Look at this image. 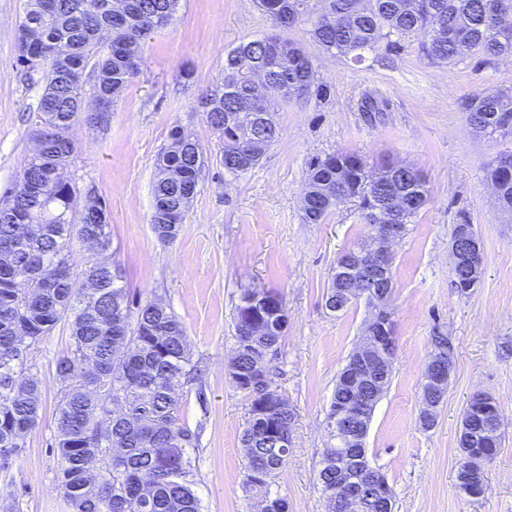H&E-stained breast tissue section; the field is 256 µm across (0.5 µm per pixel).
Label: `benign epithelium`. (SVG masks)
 I'll return each instance as SVG.
<instances>
[{
	"mask_svg": "<svg viewBox=\"0 0 512 512\" xmlns=\"http://www.w3.org/2000/svg\"><path fill=\"white\" fill-rule=\"evenodd\" d=\"M38 26L33 16H24L18 26V56L27 67L42 65L50 50H33L27 36ZM87 122L103 127L110 122L109 104L98 97L80 104ZM404 207L403 201L393 196L383 210L385 223L363 247L345 255L336 274L342 287L336 289V298L327 307L335 312L350 301L363 297L369 313L348 365L347 388L350 398L336 409L330 428L343 437L345 447L336 449V495L329 501L333 512H359L366 500L391 509L392 490L380 471L368 461L365 447L369 426L379 398L387 389L392 362L397 351L394 324L390 307L391 285L389 269L395 245L403 238L404 225L395 222L396 213ZM452 274L462 273L460 283L471 288L480 281L484 262L478 259L481 246L474 225L460 224L450 243ZM455 365L454 347L449 337L436 336L432 341L422 381V408L420 424L436 421L437 412L445 399ZM268 357H263V372L252 375L246 388L256 395L270 396L272 389L263 388L267 379ZM468 413L480 418V428L470 423L460 427L468 448L464 449V467L457 473L460 491L470 498H480L487 487L486 464L496 457L502 438V420L494 398L478 392L468 402ZM277 448L291 446L288 420L282 418L266 432Z\"/></svg>",
	"mask_w": 512,
	"mask_h": 512,
	"instance_id": "7a95c632",
	"label": "benign epithelium"
}]
</instances>
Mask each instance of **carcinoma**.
<instances>
[{
  "label": "carcinoma",
  "instance_id": "carcinoma-1",
  "mask_svg": "<svg viewBox=\"0 0 512 512\" xmlns=\"http://www.w3.org/2000/svg\"><path fill=\"white\" fill-rule=\"evenodd\" d=\"M50 8L44 9L43 4ZM276 19L288 13L294 23L310 25L312 39L331 55L362 60V53L381 46L397 48L418 40L428 58L455 64L465 56L490 64L512 56V0H258ZM179 0H28L26 13L37 15L34 45L62 44L61 57L42 65L43 91L37 129L53 126L55 138L42 154H33L18 176L10 198L0 205V246L19 244L12 255L0 254V470L9 468L28 434L41 418V379L29 366L16 370L7 352L22 346L30 351L66 320L70 350L55 361L62 387L56 412L53 451L61 461L58 482L71 512H201L194 490L188 449L194 436L178 416L183 388L195 370L181 320L162 301L133 306L107 263L88 265L83 279L95 281L88 290L71 273L73 239L83 240L87 218L69 174L76 153L71 130L78 112L84 77L92 57L94 94L116 101L135 73L127 65L130 46L174 17ZM266 36L240 43L224 59V85L211 96L209 124L224 140L220 162L236 175L255 167L264 151L255 142L271 144L278 136L275 112L294 101V84L311 83L310 96L325 99L329 87L318 81L303 48L289 42L288 57L269 69ZM266 82L261 111L273 124L267 135L256 129L242 101ZM466 120L482 132H512V96L503 91L466 97ZM204 155L199 144L172 127L168 144L156 159L150 217L155 235L171 242L178 231L165 232L160 217L174 213L183 223L190 200L198 193ZM396 187L408 203L400 223L408 225L426 205L428 193L419 170L384 163L379 179L354 153L315 158L308 164L305 193L313 206L303 211L308 224H320L339 203L356 199L369 228L382 223L385 208L378 180ZM486 179L498 190L500 205L512 211V164L495 160ZM65 273L59 287L46 291L41 280ZM254 292L241 293L235 320V369L231 380L250 373L259 350L278 347L285 333L279 317L248 307ZM267 317L271 333L244 348L243 322ZM243 484L257 503L271 512H288V500L271 493L277 473L288 462L289 449L273 452L258 439L243 449Z\"/></svg>",
  "mask_w": 512,
  "mask_h": 512
}]
</instances>
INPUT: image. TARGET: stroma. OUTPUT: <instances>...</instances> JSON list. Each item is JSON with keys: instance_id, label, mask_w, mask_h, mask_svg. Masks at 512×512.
Listing matches in <instances>:
<instances>
[{"instance_id": "1", "label": "stroma", "mask_w": 512, "mask_h": 512, "mask_svg": "<svg viewBox=\"0 0 512 512\" xmlns=\"http://www.w3.org/2000/svg\"><path fill=\"white\" fill-rule=\"evenodd\" d=\"M25 4L0 0V203L32 153L42 92L40 78L16 63ZM271 34L301 44L330 96L281 104L276 141L258 165L231 175L219 162L222 136L200 100L223 83L228 51ZM497 90L512 92V58L445 65L411 39L356 62L325 53L305 26H275L254 0H180L174 19L144 39L140 69L108 127H73L70 174L81 196L105 201L112 231L103 252L73 241V275L81 277L88 262H109L130 297L163 300L183 322L200 373L184 387L180 419L196 438L190 455L202 512H254L241 447L249 400L228 371L246 288L278 292L288 311L274 364L294 409L292 443L271 490L287 498L289 512L328 510L318 481L326 418L368 315L362 301L339 313L325 307L338 257L369 237L357 201L319 224L305 223L301 210L309 161L336 152L361 154L372 167L413 165L428 187L427 204L395 248L397 353L366 438L368 457L393 491L395 512H512V214L501 211L485 177L487 164L512 150V135L475 132L460 109L464 97ZM369 94L385 100L386 111H360ZM176 125L201 145L205 164L177 238L164 243L150 224L154 160ZM465 222L481 240L485 271L463 294L452 282L449 245L454 226ZM440 334L453 341L455 368L437 422L425 430L421 382L430 340ZM69 345L62 323L29 355L42 380V416L14 467L0 471V512L13 502L16 512H70L52 451L61 396L54 362ZM480 391L499 407L504 448L487 467L485 496L471 499L457 487V440L463 409Z\"/></svg>"}]
</instances>
